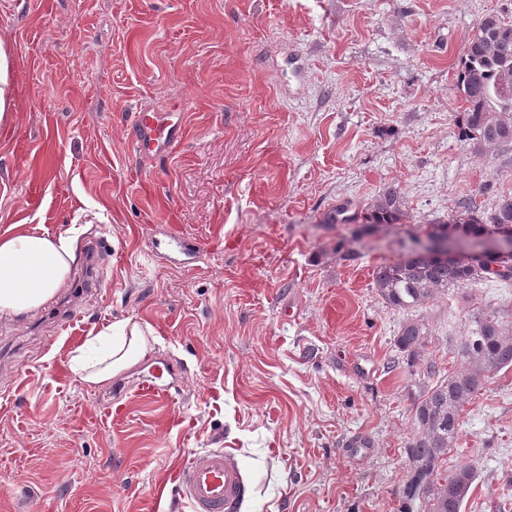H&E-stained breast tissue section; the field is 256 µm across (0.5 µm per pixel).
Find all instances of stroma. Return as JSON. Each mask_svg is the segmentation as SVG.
<instances>
[{"label": "stroma", "mask_w": 512, "mask_h": 512, "mask_svg": "<svg viewBox=\"0 0 512 512\" xmlns=\"http://www.w3.org/2000/svg\"><path fill=\"white\" fill-rule=\"evenodd\" d=\"M490 14L512 22V0H0V230L27 210L18 155L49 115L64 139L26 224L79 230L55 301L0 318V512H190L177 474L218 448L245 472L239 512H397L426 381L393 365L408 314L373 278L405 252L395 231L355 240L327 217L389 188L411 224L512 194V146L474 150L454 126L459 58ZM142 104L187 130L159 163L128 143ZM171 234L200 247L194 263ZM97 236L112 289L72 300ZM68 300L78 320L63 334ZM482 313L511 319L512 284L417 309L440 372ZM128 318L157 343L124 392L74 381L71 349ZM165 363L176 394L140 395ZM467 463L465 512H512V370L462 411L448 466Z\"/></svg>", "instance_id": "35a3bbf8"}]
</instances>
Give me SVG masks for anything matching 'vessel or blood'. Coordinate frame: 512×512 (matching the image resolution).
Masks as SVG:
<instances>
[{
  "instance_id": "vessel-or-blood-1",
  "label": "vessel or blood",
  "mask_w": 512,
  "mask_h": 512,
  "mask_svg": "<svg viewBox=\"0 0 512 512\" xmlns=\"http://www.w3.org/2000/svg\"><path fill=\"white\" fill-rule=\"evenodd\" d=\"M130 142L138 159L162 161L185 137L183 124L166 123L142 106L130 119ZM178 487L192 512H238L247 493L241 467L221 449L194 455L178 475Z\"/></svg>"
}]
</instances>
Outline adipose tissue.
<instances>
[{
	"label": "adipose tissue",
	"mask_w": 512,
	"mask_h": 512,
	"mask_svg": "<svg viewBox=\"0 0 512 512\" xmlns=\"http://www.w3.org/2000/svg\"><path fill=\"white\" fill-rule=\"evenodd\" d=\"M75 260L74 238L11 225L0 233V317L37 311L65 286ZM156 342L149 325L127 320L86 337L69 354L68 369L87 386H104L129 370Z\"/></svg>",
	"instance_id": "ef3b65f1"
}]
</instances>
